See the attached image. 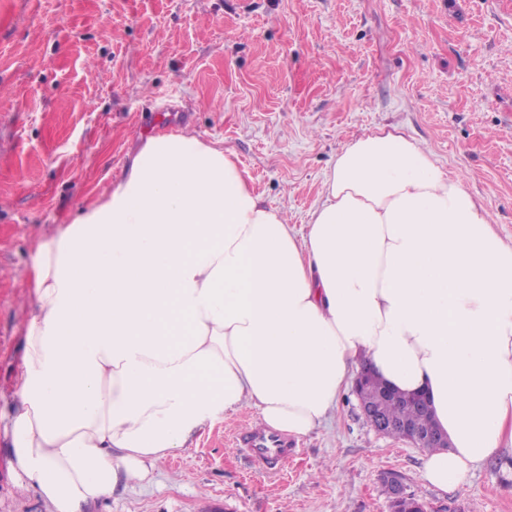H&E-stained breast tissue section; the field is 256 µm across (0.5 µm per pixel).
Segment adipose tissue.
<instances>
[{
    "mask_svg": "<svg viewBox=\"0 0 512 512\" xmlns=\"http://www.w3.org/2000/svg\"><path fill=\"white\" fill-rule=\"evenodd\" d=\"M31 260L6 434L51 512H89L229 411L305 436L363 368L427 392L448 436L424 457L435 487L512 440V243L398 128L337 153L302 234L233 152L148 137Z\"/></svg>",
    "mask_w": 512,
    "mask_h": 512,
    "instance_id": "obj_1",
    "label": "adipose tissue"
}]
</instances>
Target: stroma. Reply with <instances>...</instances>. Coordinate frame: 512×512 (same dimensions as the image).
Returning <instances> with one entry per match:
<instances>
[{
  "label": "stroma",
  "mask_w": 512,
  "mask_h": 512,
  "mask_svg": "<svg viewBox=\"0 0 512 512\" xmlns=\"http://www.w3.org/2000/svg\"><path fill=\"white\" fill-rule=\"evenodd\" d=\"M379 126L461 174L512 243V0H0V512H49L5 435L32 238L178 128L233 150L301 229L337 153ZM259 420L225 413L91 512H390L389 472L430 512H512V444L442 490L424 449L375 432L350 391L265 474L235 444Z\"/></svg>",
  "instance_id": "35a3bbf8"
}]
</instances>
